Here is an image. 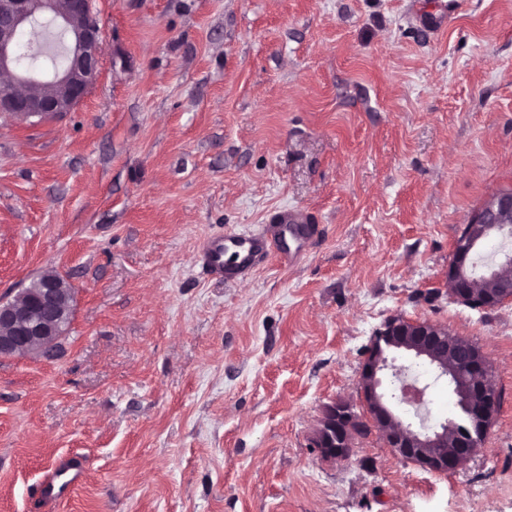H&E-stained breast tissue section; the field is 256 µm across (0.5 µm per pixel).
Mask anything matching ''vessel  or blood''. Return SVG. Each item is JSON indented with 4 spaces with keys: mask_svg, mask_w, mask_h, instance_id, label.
Segmentation results:
<instances>
[{
    "mask_svg": "<svg viewBox=\"0 0 512 512\" xmlns=\"http://www.w3.org/2000/svg\"><path fill=\"white\" fill-rule=\"evenodd\" d=\"M316 233L308 214L282 207L261 229L245 228L204 237L197 247V259L207 276L235 282L251 276L261 263L273 257L286 264L297 263ZM83 474L79 455L63 456L53 463L39 486L48 512H53L69 486L79 482Z\"/></svg>",
    "mask_w": 512,
    "mask_h": 512,
    "instance_id": "b4317fda",
    "label": "vessel or blood"
}]
</instances>
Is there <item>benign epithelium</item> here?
<instances>
[{"label":"benign epithelium","instance_id":"obj_1","mask_svg":"<svg viewBox=\"0 0 512 512\" xmlns=\"http://www.w3.org/2000/svg\"><path fill=\"white\" fill-rule=\"evenodd\" d=\"M49 21L64 37L65 65L44 71L25 70L17 63L19 35L37 20ZM103 32L91 7V0H0V74L10 80L0 83V113L19 119L51 117L73 111L96 82L101 67ZM512 223V190L504 189L474 210L470 228L459 230L454 241V262L448 276L451 288L463 287L472 253L494 234L501 224ZM73 291L67 281L45 274L35 278L15 298L0 300V358L16 356L46 357L66 334L71 321ZM450 335L430 322H385L374 336L372 353L362 369L361 380L368 382L370 401H362L361 410L348 402H334L320 420L313 445L321 457L345 459L356 438V424L374 405L378 424L388 434L394 454L432 471H453L467 459L469 449L485 439L487 415L472 407L468 393L473 380L486 383L492 378L487 358L469 367V380L458 381L455 372L444 373L453 392L461 399L462 413L456 424L465 431V442L448 456H427L425 448H438L447 430L444 428L414 432L397 418L378 392L380 372L397 371L389 361L391 351L408 352L418 359L428 358L432 349L448 350Z\"/></svg>","mask_w":512,"mask_h":512}]
</instances>
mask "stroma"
<instances>
[{
  "instance_id": "1",
  "label": "stroma",
  "mask_w": 512,
  "mask_h": 512,
  "mask_svg": "<svg viewBox=\"0 0 512 512\" xmlns=\"http://www.w3.org/2000/svg\"><path fill=\"white\" fill-rule=\"evenodd\" d=\"M100 75L74 111L0 115V298L74 290L62 350L0 360V512H512V299L448 294L457 231L512 188V0H92ZM311 212L305 258L205 277L207 235ZM475 342L501 404L440 473L379 432L347 460L312 436L360 405L389 318ZM426 385L429 424L456 415ZM84 471L83 461L79 455L58 458L45 480L39 485V494L44 507L48 510L54 509L69 486L80 481Z\"/></svg>"
}]
</instances>
